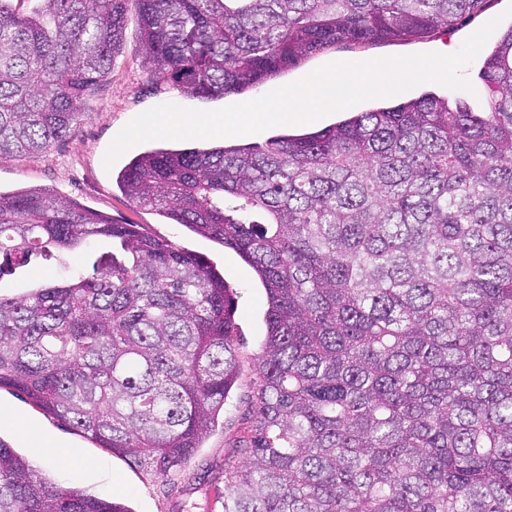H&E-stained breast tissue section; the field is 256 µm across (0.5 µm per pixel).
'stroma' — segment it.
<instances>
[{
    "instance_id": "obj_1",
    "label": "stroma",
    "mask_w": 512,
    "mask_h": 512,
    "mask_svg": "<svg viewBox=\"0 0 512 512\" xmlns=\"http://www.w3.org/2000/svg\"><path fill=\"white\" fill-rule=\"evenodd\" d=\"M512 0H488L486 9L464 20L457 27L441 30L428 38L406 43H375L361 47H332L298 66L238 94L221 99H202L181 93L171 83L160 81L144 71L134 54L140 33L135 4H128L124 48L109 73L89 101L86 112L72 133L55 142L44 153L0 158V191L9 193L29 186L44 187L73 200L83 208L107 214L118 223L146 224L157 234L191 252L203 255L224 274L233 288L238 327L237 355L240 376L230 392L215 427L184 469L163 478L146 465L112 453L82 436L67 425L47 417L15 393L0 390V440L22 456L35 453L33 440L56 443L64 448L62 464L41 463L40 468L52 483L75 486L125 504L130 512H223L224 502L217 497L215 478L224 472V458L243 439L255 411V385L258 355L265 337L264 315L267 299L255 274L232 249L218 246L194 234L181 224H167L148 207L132 203L117 189V168L141 152L167 147L205 148V139L149 140L120 156L114 168L104 166L107 149L119 132L135 117L151 107L174 103L200 111H212L257 99L271 90L298 81L317 68L333 62H361L388 56L420 53L451 55L464 41L488 21L500 15ZM482 57H475L462 69L472 85L471 91H449L431 82L410 89V96L431 90L449 98L468 101L475 109L487 106L489 92L478 78ZM383 97L360 102L356 107L329 114L305 125H280L251 136L229 137V144L263 143L266 138L286 134L302 135L338 122L355 112L386 105ZM103 242L88 244L63 256H38L13 274L0 277V294L15 296L33 287L61 279L72 271L90 270Z\"/></svg>"
}]
</instances>
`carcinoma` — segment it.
I'll use <instances>...</instances> for the list:
<instances>
[{"label":"carcinoma","mask_w":512,"mask_h":512,"mask_svg":"<svg viewBox=\"0 0 512 512\" xmlns=\"http://www.w3.org/2000/svg\"><path fill=\"white\" fill-rule=\"evenodd\" d=\"M186 94L244 90L336 45L413 40L485 0H0V158L67 136L123 49ZM484 112L425 94L307 136L155 149L131 201L235 250L267 296L256 408L224 512H512V27ZM112 252L0 295V389L169 477L238 377L232 288L203 257L46 188L0 192V257ZM0 512H131L0 440Z\"/></svg>","instance_id":"obj_1"}]
</instances>
